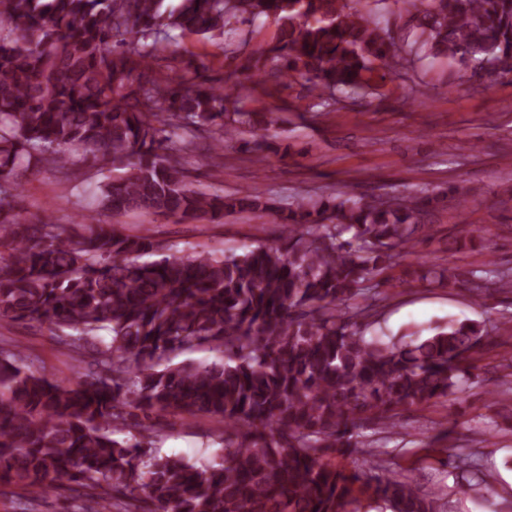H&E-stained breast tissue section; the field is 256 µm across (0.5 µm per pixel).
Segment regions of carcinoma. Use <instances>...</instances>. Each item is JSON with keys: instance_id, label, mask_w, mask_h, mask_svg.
<instances>
[{"instance_id": "1", "label": "carcinoma", "mask_w": 512, "mask_h": 512, "mask_svg": "<svg viewBox=\"0 0 512 512\" xmlns=\"http://www.w3.org/2000/svg\"><path fill=\"white\" fill-rule=\"evenodd\" d=\"M0 0V320L46 327L83 369L50 379L0 346V488L69 489L73 512H356L355 489L383 512H443L377 458L359 429L382 414L465 390V361L495 343L486 326L450 321L421 337L367 335L370 290L400 248H413L436 196L302 197L195 190L188 158L210 140L221 166L238 88L202 80L204 64L168 57L172 33L206 35L232 20L279 27L274 76L312 92L372 87L375 63L395 57L369 0ZM416 36L436 55L512 80V0H422ZM139 44L126 48L128 38ZM99 162L120 175L99 205L182 219L266 213L274 243L241 255L179 254L146 228L26 218L21 172ZM144 255L158 259L140 262ZM422 279L481 291L491 278L427 260ZM207 346L222 359L175 362ZM217 418L224 431L201 465L154 443L159 417ZM349 448L376 458L346 472Z\"/></svg>"}]
</instances>
